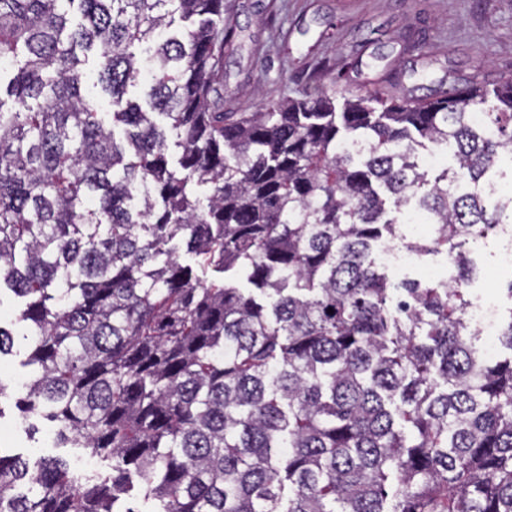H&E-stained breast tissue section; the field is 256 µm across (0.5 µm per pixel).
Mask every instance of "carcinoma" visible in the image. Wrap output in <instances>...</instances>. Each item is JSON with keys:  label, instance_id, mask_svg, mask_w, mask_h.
Listing matches in <instances>:
<instances>
[{"label": "carcinoma", "instance_id": "1", "mask_svg": "<svg viewBox=\"0 0 512 512\" xmlns=\"http://www.w3.org/2000/svg\"><path fill=\"white\" fill-rule=\"evenodd\" d=\"M222 22L224 0H0L21 410L111 469L82 483L0 449V512H512V315L487 357L465 288L470 245L512 224V73L238 117L211 97ZM143 81L148 107L123 101ZM406 209L432 225L410 246L458 275L393 304L372 252Z\"/></svg>", "mask_w": 512, "mask_h": 512}]
</instances>
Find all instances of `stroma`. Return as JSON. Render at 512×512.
I'll list each match as a JSON object with an SVG mask.
<instances>
[{"instance_id":"1","label":"stroma","mask_w":512,"mask_h":512,"mask_svg":"<svg viewBox=\"0 0 512 512\" xmlns=\"http://www.w3.org/2000/svg\"><path fill=\"white\" fill-rule=\"evenodd\" d=\"M224 22L235 29L224 50L219 90L228 112L259 111L265 99L298 96L335 86L338 92L383 90L388 96L433 98L473 77L494 83L512 72V0H224ZM423 44L410 52L408 41ZM481 274L473 298H491L497 323L512 317V300L500 293L512 278L489 240L475 253ZM19 302L0 294V325L15 335L13 355L0 358V379L13 392L0 398V447L29 462L59 457L76 467L89 453L56 447L52 426L23 417L16 388L29 376Z\"/></svg>"}]
</instances>
